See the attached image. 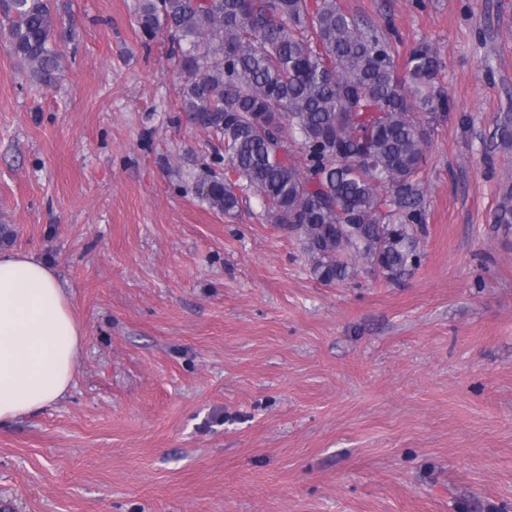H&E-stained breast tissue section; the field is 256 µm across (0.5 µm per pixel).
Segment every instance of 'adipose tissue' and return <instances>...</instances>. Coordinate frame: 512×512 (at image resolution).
Masks as SVG:
<instances>
[{
    "instance_id": "adipose-tissue-1",
    "label": "adipose tissue",
    "mask_w": 512,
    "mask_h": 512,
    "mask_svg": "<svg viewBox=\"0 0 512 512\" xmlns=\"http://www.w3.org/2000/svg\"><path fill=\"white\" fill-rule=\"evenodd\" d=\"M83 340L51 267L26 253L0 252V427L69 391Z\"/></svg>"
}]
</instances>
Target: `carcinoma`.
Returning <instances> with one entry per match:
<instances>
[{"mask_svg": "<svg viewBox=\"0 0 512 512\" xmlns=\"http://www.w3.org/2000/svg\"><path fill=\"white\" fill-rule=\"evenodd\" d=\"M137 26L147 43L169 32L178 111L222 139L198 176L211 207L231 215L251 191L325 284L419 266L427 125L451 105L432 45L399 66L381 25L338 0H139ZM54 29L49 0H0L9 52L48 86L62 67Z\"/></svg>", "mask_w": 512, "mask_h": 512, "instance_id": "obj_1", "label": "carcinoma"}]
</instances>
